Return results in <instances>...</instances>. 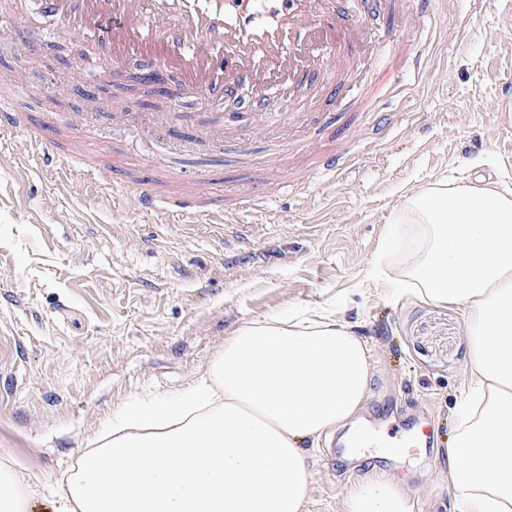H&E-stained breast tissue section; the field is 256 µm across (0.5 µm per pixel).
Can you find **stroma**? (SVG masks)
<instances>
[{
    "label": "stroma",
    "mask_w": 512,
    "mask_h": 512,
    "mask_svg": "<svg viewBox=\"0 0 512 512\" xmlns=\"http://www.w3.org/2000/svg\"><path fill=\"white\" fill-rule=\"evenodd\" d=\"M408 32L425 44L422 70L374 112L360 111V86L346 82L330 122L347 163L306 178L302 154L282 161L260 142L246 155L221 140L186 143L212 110L195 97L152 130L160 166L147 169L127 150L124 117L157 109L139 60L126 66L116 117L111 93L92 102L68 91L81 40L0 23V89L23 75L14 104L33 128L56 113L69 160L20 168L26 144L0 135V457L37 481L32 512H51V489L114 409L193 384L237 328L307 306L335 309L371 349L370 398L350 428L376 435L416 418L432 433L401 464L337 453L321 438L305 450L308 512H340L345 490L373 470L398 478L420 512H456L440 473L471 357L464 321L453 307L392 301L367 273L406 191L442 177L512 184V0H435L431 25ZM86 124L98 129L97 160L122 158L125 175H204L225 202L247 197L238 221L252 237L228 241L203 218L164 223L127 199L103 202L73 159L71 131ZM271 167L291 179L288 190H265Z\"/></svg>",
    "instance_id": "1"
}]
</instances>
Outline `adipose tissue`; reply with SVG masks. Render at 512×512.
Masks as SVG:
<instances>
[{
    "mask_svg": "<svg viewBox=\"0 0 512 512\" xmlns=\"http://www.w3.org/2000/svg\"><path fill=\"white\" fill-rule=\"evenodd\" d=\"M369 271L395 299L462 313L473 338L464 411L446 480L461 512H512V193L439 179L405 194ZM405 249L397 274L389 257ZM371 351L329 309L255 319L174 395L112 413L106 441L56 487L54 512H306L303 450L354 418ZM34 489L0 465V512H28ZM342 512H416L382 472L349 487Z\"/></svg>",
    "mask_w": 512,
    "mask_h": 512,
    "instance_id": "1",
    "label": "adipose tissue"
}]
</instances>
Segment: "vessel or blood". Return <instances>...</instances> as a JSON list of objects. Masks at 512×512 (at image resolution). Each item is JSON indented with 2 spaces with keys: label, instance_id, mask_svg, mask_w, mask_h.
<instances>
[{
  "label": "vessel or blood",
  "instance_id": "b4317fda",
  "mask_svg": "<svg viewBox=\"0 0 512 512\" xmlns=\"http://www.w3.org/2000/svg\"><path fill=\"white\" fill-rule=\"evenodd\" d=\"M13 15L19 25L42 18L56 35L85 38L83 68L91 74L117 73L128 60H141L143 81L164 86L167 109L153 113V122L168 121L170 109L191 92L217 104L228 95L247 98L254 111L224 113L201 135L231 138L243 147L261 138L279 153L292 145L304 108L335 94L344 74L357 79L363 100L375 102L400 89L398 53L416 63L425 54L423 44L403 43L397 34L385 44L365 39L361 20L337 13L332 0H17ZM106 15L123 18L107 34L100 28ZM275 98L293 101L295 111H267ZM323 128V122L313 123L302 150L315 168L333 170L344 152L320 138ZM0 130L28 136L33 159L57 151L53 133L29 131L11 100L1 96ZM182 185L167 196L144 184L125 194L164 221L194 214L230 223L231 211L214 204L207 179L190 177Z\"/></svg>",
  "mask_w": 512,
  "mask_h": 512
}]
</instances>
